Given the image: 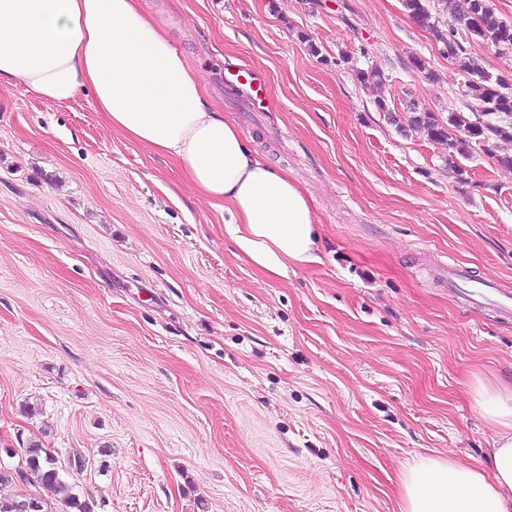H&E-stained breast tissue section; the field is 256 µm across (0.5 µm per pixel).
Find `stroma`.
I'll return each mask as SVG.
<instances>
[{
	"instance_id": "obj_1",
	"label": "stroma",
	"mask_w": 512,
	"mask_h": 512,
	"mask_svg": "<svg viewBox=\"0 0 512 512\" xmlns=\"http://www.w3.org/2000/svg\"><path fill=\"white\" fill-rule=\"evenodd\" d=\"M147 7L311 200L319 259L268 278L90 93L0 89V465L39 441L94 512H399L419 459L486 462L470 388L512 384V315L447 276L512 286V168L475 149L458 182L446 145L375 104L474 107L458 63L402 0ZM374 66L378 90L354 74ZM239 67L267 100L238 103Z\"/></svg>"
}]
</instances>
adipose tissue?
Segmentation results:
<instances>
[{
    "instance_id": "obj_1",
    "label": "adipose tissue",
    "mask_w": 512,
    "mask_h": 512,
    "mask_svg": "<svg viewBox=\"0 0 512 512\" xmlns=\"http://www.w3.org/2000/svg\"><path fill=\"white\" fill-rule=\"evenodd\" d=\"M64 105L91 91L107 124L176 160L239 252L273 278L315 260L312 206L205 96L196 71L141 0H0V88ZM498 429L487 466L426 458L400 479V512H512V387L476 383Z\"/></svg>"
}]
</instances>
